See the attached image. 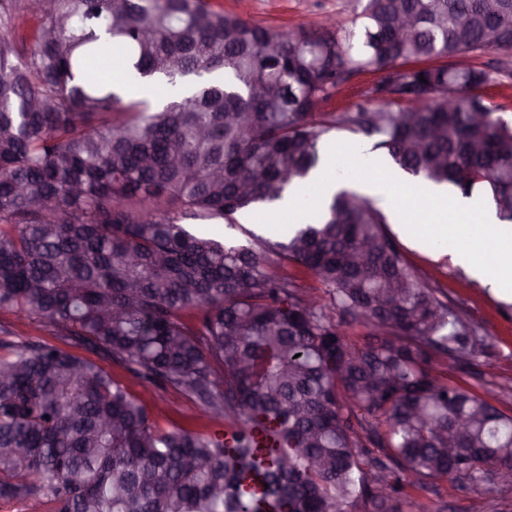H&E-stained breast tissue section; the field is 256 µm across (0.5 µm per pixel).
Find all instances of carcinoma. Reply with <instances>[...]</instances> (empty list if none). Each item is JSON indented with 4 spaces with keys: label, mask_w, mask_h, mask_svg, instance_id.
<instances>
[{
    "label": "carcinoma",
    "mask_w": 512,
    "mask_h": 512,
    "mask_svg": "<svg viewBox=\"0 0 512 512\" xmlns=\"http://www.w3.org/2000/svg\"><path fill=\"white\" fill-rule=\"evenodd\" d=\"M351 2L349 28L281 32L218 0H0V311L220 426L162 428L97 362L5 336L1 499L443 512L417 497L512 473V413L456 377L493 343L383 207L342 190L274 241L188 227L283 199L332 130L482 190L512 224V120L482 95L507 70L458 62L512 52L488 39L491 22L512 33V0ZM114 62L169 94L126 97L99 79Z\"/></svg>",
    "instance_id": "obj_1"
}]
</instances>
